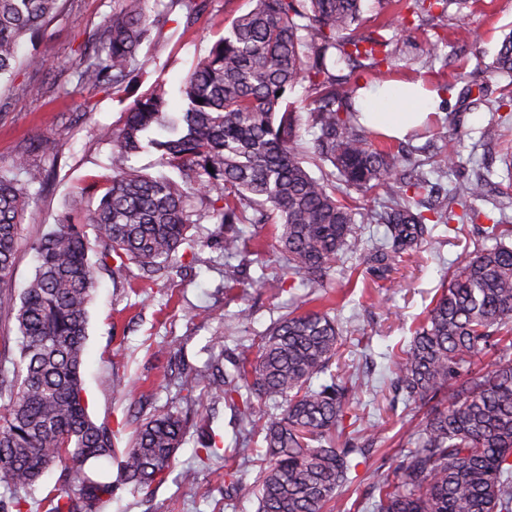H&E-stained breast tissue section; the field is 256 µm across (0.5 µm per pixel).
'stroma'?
<instances>
[{
	"label": "stroma",
	"instance_id": "35a3bbf8",
	"mask_svg": "<svg viewBox=\"0 0 512 512\" xmlns=\"http://www.w3.org/2000/svg\"><path fill=\"white\" fill-rule=\"evenodd\" d=\"M250 7V0H210L192 25L186 22L185 9L175 8L160 33L139 49L146 72L135 92L81 88L63 96L52 89L53 84L70 80L72 57L89 36L105 28L112 15V0H64L60 16L41 41L22 43V65L13 79L0 83V169L11 170L17 154L27 149L34 162L50 171L52 182L46 192L34 187L29 190L32 201L23 216L11 282L14 294H21L34 276V242L61 222L78 187L93 181L105 186L111 147L99 140V128L121 125L137 92L147 91L155 80L178 88L197 60L223 36L231 19ZM510 32L512 0L453 2L446 16H410L387 30V37L399 43L394 65L359 71L355 81L368 91L395 80L421 79L437 93L430 132L394 142V149L427 164L448 138L457 145L462 172L478 169L492 182H503L500 148L483 143L482 133L498 122L512 129V112L491 107L492 100L512 94V78L493 67L500 42ZM431 42L437 43L438 54L428 66L424 51ZM32 55L42 59L40 69L25 65V58ZM464 77L486 83L485 100H461L457 87ZM33 83L43 85L42 96L28 93L27 87ZM45 139L59 142L60 154L38 152L37 144ZM189 236L203 241V250L195 254L190 248H180L176 256L179 275L154 283L151 300L138 294L143 280L136 265H128L120 273L99 270V286L89 307L82 368L88 412L94 422L111 427L119 451L127 448L134 433L133 412L147 417L169 409L210 418L224 447L238 451L234 468L251 482L258 474L255 461L260 443L251 442L233 409L218 394L204 393L198 386L192 394L194 399L202 397V404L182 400L180 375L205 369L211 355H238L305 301L311 290L285 266L264 268L257 263L245 266L244 275L265 277L266 285L246 295L237 288L227 289L222 230L204 220L191 225ZM482 241L481 224L468 225L460 234L447 225H437L420 252L384 272L361 269L333 295L336 319L352 335L342 351L368 372L371 385L352 411L364 420L381 423L386 440L385 446L370 450L366 462L352 470L348 482L339 488V502L347 512H372L367 474L391 455L403 433L401 424L390 419L388 412L390 354L409 341L465 246ZM243 308L252 313L245 325L234 319ZM109 378L118 381V388L106 386ZM198 448L196 430H188L164 481L147 493L128 487L116 490L104 512H256V501L225 496L223 459L200 462ZM187 470L194 472L195 482L183 481Z\"/></svg>",
	"mask_w": 512,
	"mask_h": 512
}]
</instances>
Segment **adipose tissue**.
<instances>
[{
	"mask_svg": "<svg viewBox=\"0 0 512 512\" xmlns=\"http://www.w3.org/2000/svg\"><path fill=\"white\" fill-rule=\"evenodd\" d=\"M364 124L385 137L401 139L413 133L429 116L430 93L421 84L380 88L369 96Z\"/></svg>",
	"mask_w": 512,
	"mask_h": 512,
	"instance_id": "1",
	"label": "adipose tissue"
}]
</instances>
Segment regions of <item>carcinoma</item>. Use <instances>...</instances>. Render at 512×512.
<instances>
[{
	"mask_svg": "<svg viewBox=\"0 0 512 512\" xmlns=\"http://www.w3.org/2000/svg\"><path fill=\"white\" fill-rule=\"evenodd\" d=\"M113 0L112 18L72 62L77 85L102 90L126 87L144 68L140 46L161 28L172 9L197 19L207 0ZM253 8L231 21L224 36L182 79L185 103L171 109L163 81L137 97L122 126L98 131L111 146V173L90 218L74 215L35 243L34 279L20 298L8 288L30 186L45 188L50 174L24 154L16 172L0 171V316L13 318L21 336L19 357L0 341V483L12 490L0 512H29L40 479L61 468L64 486L40 499V512H101L116 486L149 490L166 478L182 445L187 418L166 411L141 421L118 463L117 476L90 475L92 462L112 461V430L89 416L83 396L88 306L97 287V262L134 263L150 282L174 274V256L189 225L206 219L224 227V255L250 256L245 224H272L276 258L314 288H328L347 253L359 250L356 224H383L382 241L368 261L387 269L426 240L427 221L473 224L487 180L477 175L448 188L433 217L422 211L429 188L420 163H409L360 122L351 74L391 64L399 48L378 30L402 10L440 15L448 0H380L377 29L354 32L363 0H251ZM59 12V0H0V79L16 70L17 48L34 39ZM345 64L349 74H336ZM512 75V32L495 59ZM308 84L314 154L337 170L342 182L374 206H352L309 172L300 146L303 107L288 91ZM203 102H198V99ZM486 137L502 144L512 162V141L499 126ZM154 150L180 180L150 176L132 164ZM453 145L444 144L437 168L456 167ZM213 171H208V168ZM197 197L201 211L189 208ZM500 217L485 227L494 244L466 250L448 282L392 357L394 398L422 413L396 462L378 466L371 480L373 512H512V193L496 204ZM198 219H193V216ZM89 225L95 245L84 232ZM231 288H259L224 270ZM343 331L324 305L294 309L259 336L254 357L243 353L223 368L213 356L203 371L187 373L186 389L203 385L234 409L264 452L252 483L232 467L239 449L219 453L211 426L201 430V462L224 456V485L232 498L258 501V512H326L348 481L351 458L365 455L382 429L345 423L351 400L365 383L354 366L340 365ZM494 359L493 367L484 358ZM11 364L12 369L5 368ZM324 378L319 385L314 380ZM273 409L257 415L252 400Z\"/></svg>",
	"mask_w": 512,
	"mask_h": 512,
	"instance_id": "obj_1",
	"label": "carcinoma"
}]
</instances>
